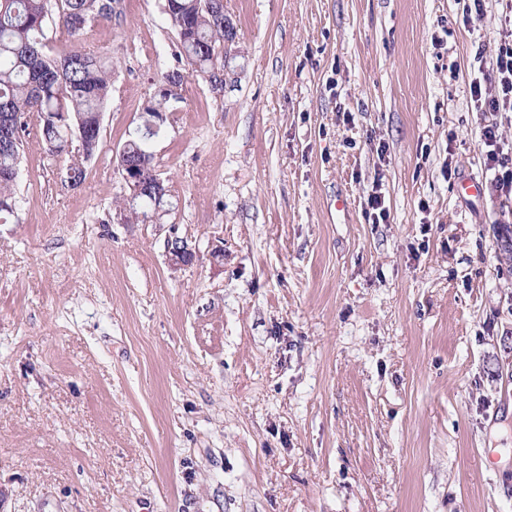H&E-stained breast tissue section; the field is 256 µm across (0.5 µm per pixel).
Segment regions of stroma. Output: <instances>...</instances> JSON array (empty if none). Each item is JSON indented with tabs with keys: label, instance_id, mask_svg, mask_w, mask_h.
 Masks as SVG:
<instances>
[{
	"label": "stroma",
	"instance_id": "stroma-1",
	"mask_svg": "<svg viewBox=\"0 0 512 512\" xmlns=\"http://www.w3.org/2000/svg\"><path fill=\"white\" fill-rule=\"evenodd\" d=\"M160 4L85 34L112 97L83 184L24 146L0 512H512V204L480 147L498 121L512 164V116L469 90L499 0H224L232 82L186 73L151 142L170 209L132 224L118 153L178 50ZM166 256L173 267L186 266L193 262L196 252L187 239L177 236L174 232L166 239Z\"/></svg>",
	"mask_w": 512,
	"mask_h": 512
}]
</instances>
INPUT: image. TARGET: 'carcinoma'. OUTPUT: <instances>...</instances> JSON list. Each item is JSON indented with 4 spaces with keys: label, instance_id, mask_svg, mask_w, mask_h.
<instances>
[{
    "label": "carcinoma",
    "instance_id": "1",
    "mask_svg": "<svg viewBox=\"0 0 512 512\" xmlns=\"http://www.w3.org/2000/svg\"><path fill=\"white\" fill-rule=\"evenodd\" d=\"M116 0H0V113H10V135L0 133V222L18 219L16 181L25 137L35 134L51 154L69 156L68 168L76 185L86 178L85 159L74 146V133L82 128L88 144L100 145L98 116L112 94V65L81 42L89 23L110 19ZM222 6L214 0H162L165 21L178 36L177 63L202 76L212 90H224V61L218 52L229 32ZM57 12L58 40L65 49L50 54L44 28ZM150 135H135L124 142L131 156L151 154ZM132 219L144 222L148 210L164 203L141 198L120 199Z\"/></svg>",
    "mask_w": 512,
    "mask_h": 512
}]
</instances>
